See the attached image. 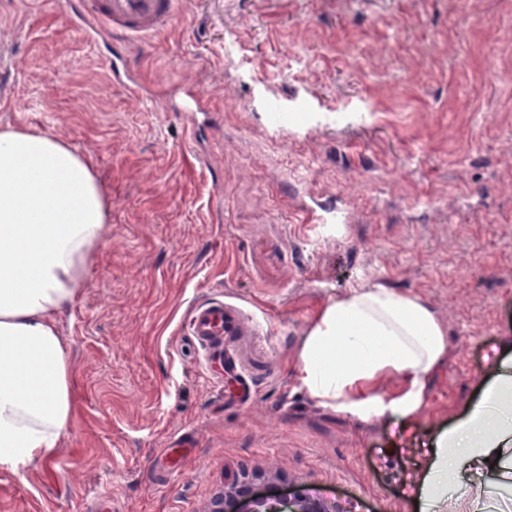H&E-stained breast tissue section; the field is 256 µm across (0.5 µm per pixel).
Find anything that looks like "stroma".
Returning <instances> with one entry per match:
<instances>
[{
    "instance_id": "35a3bbf8",
    "label": "stroma",
    "mask_w": 512,
    "mask_h": 512,
    "mask_svg": "<svg viewBox=\"0 0 512 512\" xmlns=\"http://www.w3.org/2000/svg\"><path fill=\"white\" fill-rule=\"evenodd\" d=\"M61 10L0 0V127L91 160L111 229L59 319L71 425L52 465L0 471V512H86L103 489L112 512H211L241 484L421 512L431 435L512 340V0H183L131 54L156 100L184 80L210 99L191 147ZM217 283L261 323L244 411L183 335ZM361 284L420 298L446 332L412 420L359 422L296 385L309 325ZM186 432L192 459L158 483L154 456ZM465 480L478 499L459 512H512V483Z\"/></svg>"
}]
</instances>
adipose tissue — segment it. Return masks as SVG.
<instances>
[{
	"mask_svg": "<svg viewBox=\"0 0 512 512\" xmlns=\"http://www.w3.org/2000/svg\"><path fill=\"white\" fill-rule=\"evenodd\" d=\"M90 162L57 136L0 129V470L51 464L75 399L57 317L87 286L109 233ZM445 332L421 299L382 285L331 298L310 325L297 386L354 420L412 419L444 357ZM394 380L392 392L381 391ZM417 484L423 512L463 499L464 471L512 470V349L480 398L436 432Z\"/></svg>",
	"mask_w": 512,
	"mask_h": 512,
	"instance_id": "1",
	"label": "adipose tissue"
}]
</instances>
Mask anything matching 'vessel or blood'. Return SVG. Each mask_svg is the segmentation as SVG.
I'll return each instance as SVG.
<instances>
[{"mask_svg": "<svg viewBox=\"0 0 512 512\" xmlns=\"http://www.w3.org/2000/svg\"><path fill=\"white\" fill-rule=\"evenodd\" d=\"M179 5L180 0H64L63 15L82 30L87 42L106 47L113 84L148 101L152 95L139 80L130 48H150L153 38L173 24ZM170 97L173 111L185 113L189 134H196L201 125L211 122L210 102L194 83L174 86ZM257 328L251 315L220 294L197 301L187 320L186 334L211 381L227 401L238 407L249 404L255 392V376L245 363L239 339ZM193 445L192 435L178 436L168 452L153 462L159 476L166 479L178 472L183 463L180 449Z\"/></svg>", "mask_w": 512, "mask_h": 512, "instance_id": "1", "label": "vessel or blood"}]
</instances>
